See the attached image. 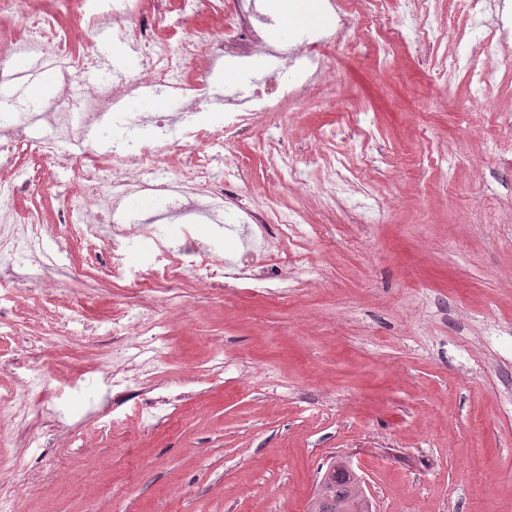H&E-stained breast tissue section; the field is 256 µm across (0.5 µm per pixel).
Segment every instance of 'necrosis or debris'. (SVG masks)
<instances>
[{"instance_id":"4bbe7bcc","label":"necrosis or debris","mask_w":512,"mask_h":512,"mask_svg":"<svg viewBox=\"0 0 512 512\" xmlns=\"http://www.w3.org/2000/svg\"><path fill=\"white\" fill-rule=\"evenodd\" d=\"M474 27V43L464 61L474 92L497 82L500 68L495 60L498 43L512 38V17L503 15L502 0H461ZM199 0H125L124 8L111 0H78V20L63 23L58 10L39 6L38 0H0V21L13 22V29L0 31V78L7 76L18 58H50L66 70L69 81L96 64L101 52L98 33L111 26L122 44L139 51L134 73H119L105 80L104 89L92 99L77 101L60 92L54 102L37 112L17 111L13 100L0 98V133L10 141L0 145V169L12 168L26 126L45 122L49 135L36 143V152L49 166L72 173L65 188L67 208L58 217L65 239L97 235L100 224H114L115 210L132 195L148 192L163 204L161 214L132 226L118 228L108 249L113 279L122 282L169 280L173 264L195 270L208 267V259L191 234L175 239L168 235V220L190 214L217 217L221 187L211 184L208 152L217 141L231 142L243 124L272 111L275 101L308 99L317 75L327 73V51L332 44L352 50L350 23L340 15L338 0H322L325 10L338 16L335 29L303 37L284 47L270 37L256 9V0H221L225 18L235 23V32L221 39L203 34L176 39L167 13L179 20L196 15ZM255 58L265 63L266 74L248 95L229 94L214 99L210 75L221 65H235ZM291 81H283L284 73ZM151 93L158 100L156 111L118 125L112 144L104 152H62V141L80 129L103 125L110 112L124 101ZM183 150L187 167L175 170L169 164L174 150ZM207 178L195 190L196 177ZM40 177L14 183L0 178V240L13 242L12 251L34 264H43L44 221L38 211L18 213L15 203L30 193L42 191ZM107 199L112 209L99 223H81L78 215L98 199ZM142 253L140 267L128 263L130 248ZM21 394L0 395V416L30 419L33 407L26 391H47L55 380L45 365L32 362L20 368Z\"/></svg>"}]
</instances>
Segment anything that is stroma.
I'll return each mask as SVG.
<instances>
[{
	"instance_id": "35a3bbf8",
	"label": "stroma",
	"mask_w": 512,
	"mask_h": 512,
	"mask_svg": "<svg viewBox=\"0 0 512 512\" xmlns=\"http://www.w3.org/2000/svg\"><path fill=\"white\" fill-rule=\"evenodd\" d=\"M342 5L355 50L232 146L228 205L308 226L261 280L225 287L242 242L201 224L211 277L178 265L137 293L107 269L111 225L67 243L63 197L19 200L45 211L58 261L0 270V392L27 360L83 390L67 413L32 396L39 436L0 419V455L22 462L0 472L13 512H303L334 456L362 468L375 512H512V168L488 151L512 112V42L477 102L454 66L473 42L456 0L421 5L438 37L417 48L397 37L416 0ZM318 150L342 182L306 164ZM118 308L163 320L166 346L113 335ZM106 370L126 386L97 391Z\"/></svg>"
}]
</instances>
